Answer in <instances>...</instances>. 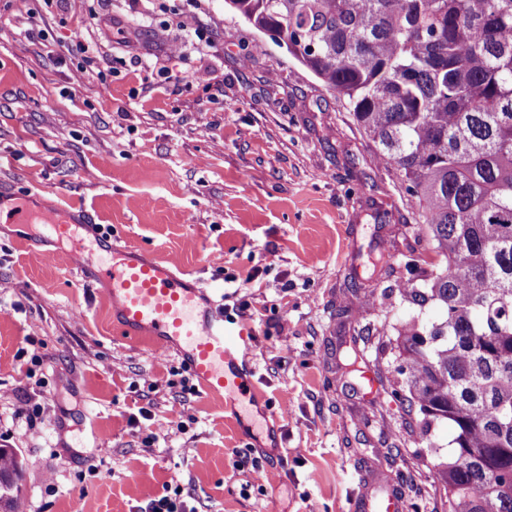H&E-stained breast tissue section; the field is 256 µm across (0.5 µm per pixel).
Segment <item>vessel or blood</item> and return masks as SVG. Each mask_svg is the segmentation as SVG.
<instances>
[{
    "label": "vessel or blood",
    "mask_w": 512,
    "mask_h": 512,
    "mask_svg": "<svg viewBox=\"0 0 512 512\" xmlns=\"http://www.w3.org/2000/svg\"><path fill=\"white\" fill-rule=\"evenodd\" d=\"M39 217L57 236L71 239L78 270L102 285L121 333L175 349L201 390L223 399L226 410L236 414L244 403H256L241 346L251 334L247 325L229 326L224 311L213 308L195 283L176 276L170 262L143 258L128 247L89 245L77 236L82 218L65 223L53 211Z\"/></svg>",
    "instance_id": "vessel-or-blood-1"
}]
</instances>
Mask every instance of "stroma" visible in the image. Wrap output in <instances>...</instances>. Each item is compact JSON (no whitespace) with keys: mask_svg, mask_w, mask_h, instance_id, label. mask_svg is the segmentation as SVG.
Listing matches in <instances>:
<instances>
[{"mask_svg":"<svg viewBox=\"0 0 512 512\" xmlns=\"http://www.w3.org/2000/svg\"><path fill=\"white\" fill-rule=\"evenodd\" d=\"M91 11L112 25L87 52L72 28ZM177 46L161 81L150 64ZM24 196L87 212L217 305L248 302L268 425L250 434L183 391L175 353L116 331L69 242L0 223V447L24 458L20 512H145L175 475L189 512H364L391 492L444 512L379 344L414 314L413 275L384 262L422 250L421 227L350 112L224 0H0V197ZM243 453L268 460L264 487Z\"/></svg>","mask_w":512,"mask_h":512,"instance_id":"1","label":"stroma"}]
</instances>
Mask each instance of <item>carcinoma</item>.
Wrapping results in <instances>:
<instances>
[{
    "label": "carcinoma",
    "instance_id": "1",
    "mask_svg": "<svg viewBox=\"0 0 512 512\" xmlns=\"http://www.w3.org/2000/svg\"><path fill=\"white\" fill-rule=\"evenodd\" d=\"M349 109L400 173L429 253L388 338L390 395L421 416L448 512H512V0H224ZM23 461L0 448V509Z\"/></svg>",
    "mask_w": 512,
    "mask_h": 512
}]
</instances>
